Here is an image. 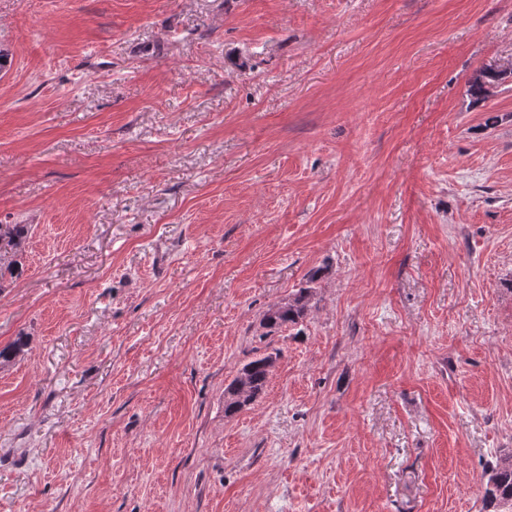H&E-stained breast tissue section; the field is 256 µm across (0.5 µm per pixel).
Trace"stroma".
I'll return each instance as SVG.
<instances>
[{
	"label": "stroma",
	"instance_id": "stroma-1",
	"mask_svg": "<svg viewBox=\"0 0 512 512\" xmlns=\"http://www.w3.org/2000/svg\"><path fill=\"white\" fill-rule=\"evenodd\" d=\"M0 50V512H480L512 0H0ZM311 297L310 289L301 288L289 297L288 304L280 305L277 303L270 307L264 316L267 328L272 332L286 324L299 323V320H302L307 315ZM271 358L272 357L270 355L257 357L248 362L241 370L248 375L252 398H257L261 393H263L264 388L266 387L271 372L269 365ZM248 378L246 375H242L237 384L234 397L239 401H242L244 396L248 393Z\"/></svg>",
	"mask_w": 512,
	"mask_h": 512
}]
</instances>
